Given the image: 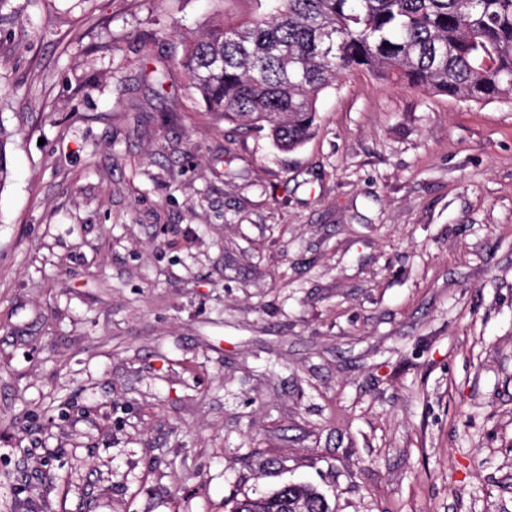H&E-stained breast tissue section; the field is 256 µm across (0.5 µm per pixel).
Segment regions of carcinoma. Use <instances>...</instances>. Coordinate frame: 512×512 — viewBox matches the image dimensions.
<instances>
[{
  "label": "carcinoma",
  "instance_id": "carcinoma-1",
  "mask_svg": "<svg viewBox=\"0 0 512 512\" xmlns=\"http://www.w3.org/2000/svg\"><path fill=\"white\" fill-rule=\"evenodd\" d=\"M258 19L217 24L185 41L180 64L204 111L266 128L282 151L312 136L319 94L364 72L468 102L512 100V0H264ZM10 135L0 124V192ZM331 512L325 496L287 484L229 512Z\"/></svg>",
  "mask_w": 512,
  "mask_h": 512
}]
</instances>
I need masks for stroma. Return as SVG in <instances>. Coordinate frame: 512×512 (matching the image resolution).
<instances>
[{"mask_svg": "<svg viewBox=\"0 0 512 512\" xmlns=\"http://www.w3.org/2000/svg\"><path fill=\"white\" fill-rule=\"evenodd\" d=\"M255 0H0V512H512V101L366 73L284 153L182 40ZM255 498L236 500L229 512H283L287 503L292 501L303 502L307 512H331L325 496L305 484L291 483L281 486L274 492L265 494L261 504L252 502Z\"/></svg>", "mask_w": 512, "mask_h": 512, "instance_id": "stroma-1", "label": "stroma"}]
</instances>
